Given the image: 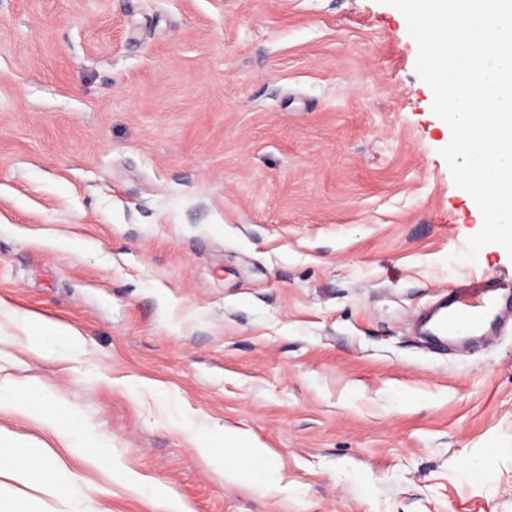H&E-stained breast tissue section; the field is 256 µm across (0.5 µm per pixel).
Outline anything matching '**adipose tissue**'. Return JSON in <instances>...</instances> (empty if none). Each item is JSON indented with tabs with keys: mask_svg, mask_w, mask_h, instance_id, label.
<instances>
[{
	"mask_svg": "<svg viewBox=\"0 0 512 512\" xmlns=\"http://www.w3.org/2000/svg\"><path fill=\"white\" fill-rule=\"evenodd\" d=\"M17 319L24 327L34 330L35 340L29 350L37 358H47L61 347L73 352L85 344L84 337L71 324L29 312L19 313ZM0 413H20L33 419L79 458L88 459L102 471H111V442L89 435L72 408L54 397L38 379L0 384ZM0 476L38 485L57 501L71 504L73 512H110L93 499L91 487H77L72 478L66 477L63 465L1 432Z\"/></svg>",
	"mask_w": 512,
	"mask_h": 512,
	"instance_id": "adipose-tissue-1",
	"label": "adipose tissue"
}]
</instances>
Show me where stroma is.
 Returning a JSON list of instances; mask_svg holds the SVG:
<instances>
[{"label":"stroma","mask_w":512,"mask_h":512,"mask_svg":"<svg viewBox=\"0 0 512 512\" xmlns=\"http://www.w3.org/2000/svg\"><path fill=\"white\" fill-rule=\"evenodd\" d=\"M417 55L384 0H0V298L86 341L36 359L1 312L0 380L39 378L113 470L0 429L111 512H512V325L413 329L512 274L498 244L446 261L479 226ZM250 441L277 490L228 478Z\"/></svg>","instance_id":"1"}]
</instances>
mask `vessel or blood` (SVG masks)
I'll use <instances>...</instances> for the list:
<instances>
[{"label":"vessel or blood","mask_w":512,"mask_h":512,"mask_svg":"<svg viewBox=\"0 0 512 512\" xmlns=\"http://www.w3.org/2000/svg\"><path fill=\"white\" fill-rule=\"evenodd\" d=\"M512 314V278L479 276L449 289L435 311L438 335L469 337L492 330Z\"/></svg>","instance_id":"1"}]
</instances>
